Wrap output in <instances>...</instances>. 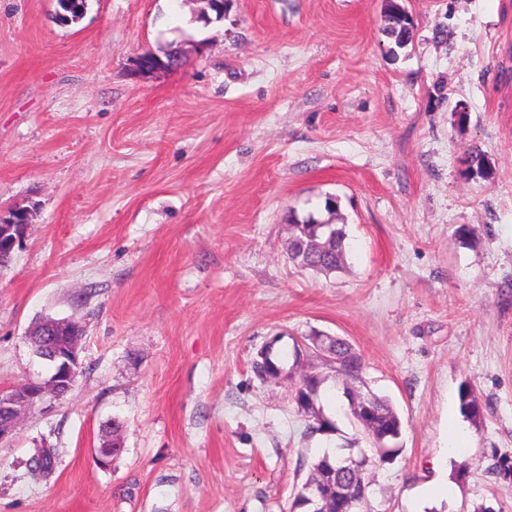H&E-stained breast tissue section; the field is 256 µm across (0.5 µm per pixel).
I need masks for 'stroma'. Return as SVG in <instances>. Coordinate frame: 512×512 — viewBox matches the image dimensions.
Wrapping results in <instances>:
<instances>
[{
    "label": "stroma",
    "instance_id": "obj_1",
    "mask_svg": "<svg viewBox=\"0 0 512 512\" xmlns=\"http://www.w3.org/2000/svg\"><path fill=\"white\" fill-rule=\"evenodd\" d=\"M399 3L402 49L385 0H231L208 24L203 0H87L69 25L0 0V209L30 211L0 268V389L45 373L35 322L86 327L73 390L0 443V512H287L304 449L361 445L346 402L307 435L295 378L252 370L315 333L402 421L365 512H512V0ZM148 51L183 65L139 76ZM292 211L346 225L342 270L289 262ZM383 33L397 48L405 47L412 37V22L409 15L398 6L389 3L384 15ZM309 340L313 349L323 358L336 373V377L342 381V385L350 383L353 380H363V364L361 356L354 351L352 346L344 339L334 338L324 344L317 345L313 342V337Z\"/></svg>",
    "mask_w": 512,
    "mask_h": 512
}]
</instances>
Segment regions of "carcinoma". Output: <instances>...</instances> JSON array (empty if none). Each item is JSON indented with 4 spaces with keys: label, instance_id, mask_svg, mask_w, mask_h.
Wrapping results in <instances>:
<instances>
[{
    "label": "carcinoma",
    "instance_id": "obj_1",
    "mask_svg": "<svg viewBox=\"0 0 512 512\" xmlns=\"http://www.w3.org/2000/svg\"><path fill=\"white\" fill-rule=\"evenodd\" d=\"M60 11L55 20L61 24H69L80 16L84 0H57ZM383 33L398 48L405 47L412 37V22L409 15L399 7L390 3L384 15ZM290 238L288 243L289 261L303 269L318 273H329L337 270L344 262L345 241L348 237L344 224H318L312 218L298 219L292 217ZM313 349L325 357V361L336 373L342 383L362 380L363 364L361 356L354 351L345 340L335 338L324 344H312ZM293 359L292 366L297 367L304 361V355L298 346L292 351H274L268 353L265 362H253L254 371L259 377H278L285 370L288 359ZM325 377L316 371L304 372L300 375L293 396L297 412L308 418V433L331 435L337 427L323 412L321 393ZM370 408L371 417L367 422L361 421V412L350 408L353 419L357 422V430L369 441L372 451L364 457L362 449H357L355 466L350 468L336 467L338 460L347 459L346 454L336 456L318 455L309 463L301 462L300 467H308L307 476L301 487L321 484L329 499L318 508V512H349L359 497L368 499L371 485V470L388 463V457L400 451L399 438L402 432L401 420L390 402L384 397L366 395L360 398ZM460 407L465 416L477 420L481 417L482 405L472 391L465 388L460 393ZM55 461V449L37 448L31 458V469L37 468L47 472L52 469Z\"/></svg>",
    "mask_w": 512,
    "mask_h": 512
}]
</instances>
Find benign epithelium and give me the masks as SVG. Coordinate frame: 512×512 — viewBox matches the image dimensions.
<instances>
[{"label":"benign epithelium","mask_w":512,"mask_h":512,"mask_svg":"<svg viewBox=\"0 0 512 512\" xmlns=\"http://www.w3.org/2000/svg\"><path fill=\"white\" fill-rule=\"evenodd\" d=\"M180 65L176 56H159L144 52L134 58V71L139 75L159 70L175 69ZM30 212L24 208L0 210V262L11 258L16 247L20 246L29 224ZM51 336L60 340L41 351L37 358L43 360L50 368L45 379H28L27 381L0 390V443L12 438L21 419L41 406L45 398L51 396L61 399L67 396L76 382L81 370L79 344L81 336L68 320L53 319L47 324Z\"/></svg>","instance_id":"1"}]
</instances>
